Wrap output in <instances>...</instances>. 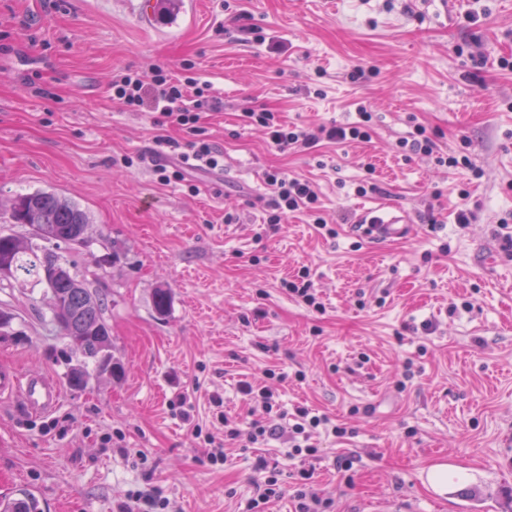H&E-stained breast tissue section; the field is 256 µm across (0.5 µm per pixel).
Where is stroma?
<instances>
[{
  "label": "stroma",
  "mask_w": 512,
  "mask_h": 512,
  "mask_svg": "<svg viewBox=\"0 0 512 512\" xmlns=\"http://www.w3.org/2000/svg\"><path fill=\"white\" fill-rule=\"evenodd\" d=\"M112 2L0 0V213L37 190L88 213L86 244L55 251L104 297L122 366L111 377L89 364L72 390L45 286L0 277L14 316L0 362L62 389L43 413L0 396V501L27 492L41 512H121L138 490L172 512H237L264 459L283 472L267 512H295L302 467L332 512L381 499L512 512V252L499 240L512 235V71L498 66L512 57V0H197L161 33ZM189 62L224 100L201 120L224 170L165 184L146 155L156 136L187 133L119 109L106 89L124 67L180 75ZM360 103L372 114L362 143L282 151L244 117L264 105L289 124H347ZM418 124L469 167L402 150ZM276 167L313 183L335 236L301 212L268 226ZM370 176L383 194L358 195ZM393 207L410 218L404 237L359 234L360 214ZM462 208L471 224L456 223ZM302 270L323 311L282 288ZM244 382L275 391L283 416L248 404ZM299 407L346 436L315 433L303 461L276 440L208 463V439H224L217 410L245 430L288 427ZM441 465L444 488L431 480Z\"/></svg>",
  "instance_id": "stroma-1"
}]
</instances>
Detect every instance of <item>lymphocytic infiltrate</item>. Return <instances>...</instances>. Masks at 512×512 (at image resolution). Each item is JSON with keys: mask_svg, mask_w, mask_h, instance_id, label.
I'll return each mask as SVG.
<instances>
[{"mask_svg": "<svg viewBox=\"0 0 512 512\" xmlns=\"http://www.w3.org/2000/svg\"><path fill=\"white\" fill-rule=\"evenodd\" d=\"M186 69V74L173 76L158 66L146 71L125 68L113 75L110 96L113 104L123 110L159 113L160 125L189 133L190 138L185 142L165 136L155 139L157 147L177 154L183 166L214 169L219 166L222 153L209 140L199 137V122L202 113L220 111L222 102L211 84L197 75L194 64H187ZM358 112L360 122L322 124L313 130L286 124L278 113L263 107L246 109L244 115L250 124L265 129L273 144L285 151L295 147L308 149L322 141L337 144L368 140L372 115L363 105ZM265 181L275 189L274 197L267 204L269 224L282 223L288 213L303 209L313 216L318 229H327L328 224L318 206V194L309 181L288 176L278 169L268 171ZM295 418V423L283 435L292 458L316 455L317 448L311 438L317 429H325L340 438L346 434L344 427L332 424L327 416L310 413L304 407L296 408Z\"/></svg>", "mask_w": 512, "mask_h": 512, "instance_id": "f902f5d3", "label": "lymphocytic infiltrate"}]
</instances>
